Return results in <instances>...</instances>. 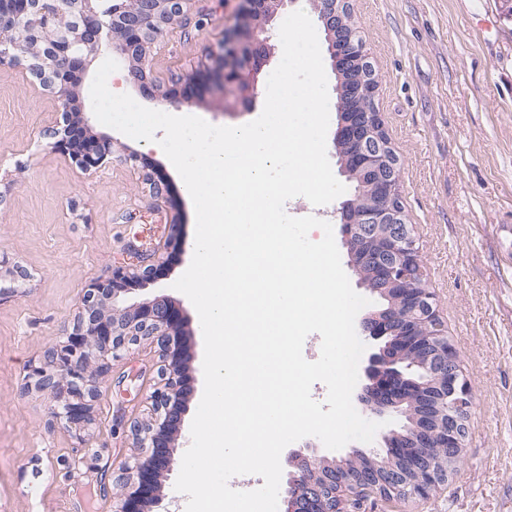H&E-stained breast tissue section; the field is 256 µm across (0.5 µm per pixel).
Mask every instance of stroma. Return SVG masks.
<instances>
[{
  "label": "stroma",
  "mask_w": 512,
  "mask_h": 512,
  "mask_svg": "<svg viewBox=\"0 0 512 512\" xmlns=\"http://www.w3.org/2000/svg\"><path fill=\"white\" fill-rule=\"evenodd\" d=\"M379 80L378 106L401 158L406 221L473 400L456 473L429 498H371L367 512H512V0H353ZM238 0H190L185 22L150 50L154 82L128 60L114 93L158 109L156 87L204 76L209 48ZM105 53L88 56L73 93L91 135L112 142L97 172L54 152L61 104L26 65L0 64V512H117L142 456L134 428L148 423L161 352L143 340L96 375L95 423L78 433L31 387L70 329L84 289L115 266L135 267L178 218L185 242L195 210L165 154L100 124L90 86ZM191 254L127 303L168 298L186 317L190 398L174 445L191 444L204 342L190 300L174 290Z\"/></svg>",
  "instance_id": "1"
}]
</instances>
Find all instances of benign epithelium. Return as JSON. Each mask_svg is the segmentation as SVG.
Returning <instances> with one entry per match:
<instances>
[{
	"mask_svg": "<svg viewBox=\"0 0 512 512\" xmlns=\"http://www.w3.org/2000/svg\"><path fill=\"white\" fill-rule=\"evenodd\" d=\"M189 2L0 0V64L31 59L28 69L39 86L62 104L53 148L82 171L100 167L111 154L110 140L88 134L71 97L87 55L107 50L126 57L135 62L132 77L145 82L151 46ZM240 2L218 50L210 54L207 83L202 86L190 76L181 87L164 92L165 102L188 105L205 88L222 97L227 111L254 109L258 75L275 53L267 25L288 0ZM316 10L339 89L375 99L377 74L359 40L352 0H316ZM334 143L344 150L341 172L360 182L358 202H345L340 211L350 265L359 285L387 300L361 322L363 333L383 344L368 356L364 374L369 384L359 401L369 416L398 415L405 423L382 435V455L354 450L329 457L312 446L290 451L283 512H365L372 496H430L454 473L472 404L458 352L444 333L434 294L423 285L412 225L397 190L400 159L381 112L373 106L339 123ZM165 268L162 257L141 269L120 265L110 278L89 284L64 340L28 373L36 389L54 397L57 418L87 430L97 398L91 362L117 357L141 340L157 341L160 386L151 395V421L136 429L150 454L134 461L137 481L127 487L118 512H150L161 504L162 478L176 463L174 437L187 411L182 310L166 298L125 305L126 294L160 278Z\"/></svg>",
	"mask_w": 512,
	"mask_h": 512,
	"instance_id": "obj_1",
	"label": "benign epithelium"
}]
</instances>
